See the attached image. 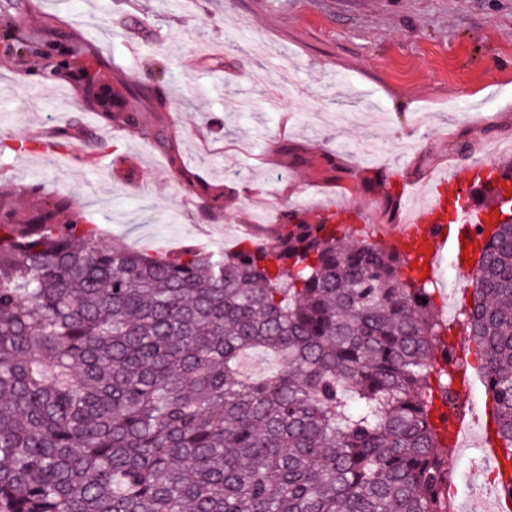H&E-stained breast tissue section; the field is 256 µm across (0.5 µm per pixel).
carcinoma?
Listing matches in <instances>:
<instances>
[{
  "mask_svg": "<svg viewBox=\"0 0 512 512\" xmlns=\"http://www.w3.org/2000/svg\"><path fill=\"white\" fill-rule=\"evenodd\" d=\"M0 0L10 53L79 83L112 125L165 105L37 46ZM176 172L193 194L194 171ZM0 193V512H454L443 442L458 370L408 256L284 214L272 244L172 259L103 244L71 197ZM462 327L512 469V213L476 262ZM271 354L261 379L249 351Z\"/></svg>",
  "mask_w": 512,
  "mask_h": 512,
  "instance_id": "1",
  "label": "carcinoma"
}]
</instances>
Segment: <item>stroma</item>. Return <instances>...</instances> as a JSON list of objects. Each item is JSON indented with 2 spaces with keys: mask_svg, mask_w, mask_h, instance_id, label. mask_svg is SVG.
Segmentation results:
<instances>
[{
  "mask_svg": "<svg viewBox=\"0 0 512 512\" xmlns=\"http://www.w3.org/2000/svg\"><path fill=\"white\" fill-rule=\"evenodd\" d=\"M32 33L51 22L88 44L100 81L158 85L159 143L106 123L64 80L0 54V142L61 136L56 160L0 151V191L42 185L70 194L115 241L172 254L209 230L248 224L250 196L285 209L348 202L340 227L374 239L363 211L400 204L401 185L429 192L455 166L512 155V0H25ZM143 23L126 30L122 16ZM336 157V172L324 166ZM223 190L221 214L187 194L175 167Z\"/></svg>",
  "mask_w": 512,
  "mask_h": 512,
  "instance_id": "35a3bbf8",
  "label": "stroma"
}]
</instances>
